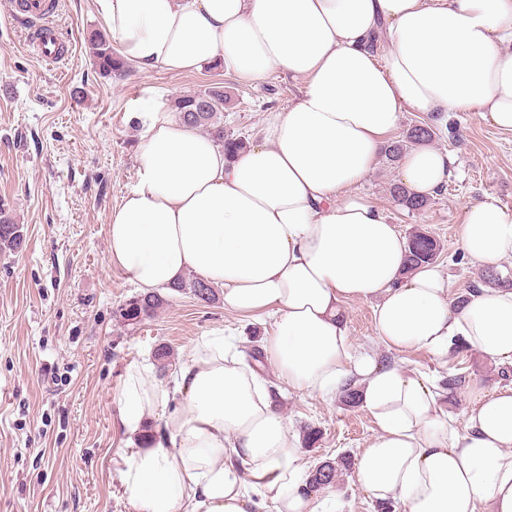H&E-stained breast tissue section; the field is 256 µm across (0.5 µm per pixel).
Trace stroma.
Segmentation results:
<instances>
[{
	"label": "stroma",
	"instance_id": "stroma-1",
	"mask_svg": "<svg viewBox=\"0 0 512 512\" xmlns=\"http://www.w3.org/2000/svg\"><path fill=\"white\" fill-rule=\"evenodd\" d=\"M51 21L71 44L60 63L30 50L24 25L9 16V0H0V199L25 236L21 250L0 251V512H136L122 458L138 441L122 427L118 405L128 368L152 362L164 346L168 374L176 376L196 344L213 336H236L248 355L270 325L173 290L138 328L116 316L139 292L108 255L110 216L138 179V111L148 100L169 104L221 86L230 96L225 130L251 139L266 113L297 97L301 82L274 72L242 84L220 68L182 74L133 68L110 78L95 67L85 39L87 31L104 28L94 0H59ZM454 118L456 138L440 123L431 141L455 164L425 210L412 213L395 201L398 166L382 156L356 189L402 234L418 229L438 241L435 264L456 299L485 273L461 256L465 206L491 196L512 208V135L476 112ZM342 314L355 350L439 382L465 375L461 393L444 405L457 422L465 420L474 387L512 385L500 367L463 349L445 357L387 349L376 335L373 303L346 302ZM275 404L294 436L308 425L319 429L318 442L302 451L307 466L341 456L351 462L336 487L316 494L322 512H377L357 487L352 465L378 431L369 411L348 405L340 392L285 386Z\"/></svg>",
	"mask_w": 512,
	"mask_h": 512
}]
</instances>
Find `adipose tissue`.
Returning a JSON list of instances; mask_svg holds the SVG:
<instances>
[{
  "instance_id": "adipose-tissue-1",
  "label": "adipose tissue",
  "mask_w": 512,
  "mask_h": 512,
  "mask_svg": "<svg viewBox=\"0 0 512 512\" xmlns=\"http://www.w3.org/2000/svg\"><path fill=\"white\" fill-rule=\"evenodd\" d=\"M120 53L146 71L220 63L241 83L278 72L297 98L268 113L257 141L228 158L161 104L144 108L139 179L111 215L109 260L143 291L188 270L222 286L225 309L268 315L262 350L297 391L359 384L379 432L356 482L402 512H512V385L472 391L456 425L434 379L355 352L342 304L374 301L378 339L445 356L454 346L512 365V290L481 287L455 307L436 266L406 270L407 242L356 193L401 112H476L512 134V0H96ZM385 39L383 55L370 48ZM448 152L400 162L409 191L435 195ZM474 265L512 260V209L463 210ZM177 405H170L172 395ZM120 422L162 412L151 447L124 458L137 512H320L271 388L225 337L203 340L172 385L130 367Z\"/></svg>"
}]
</instances>
